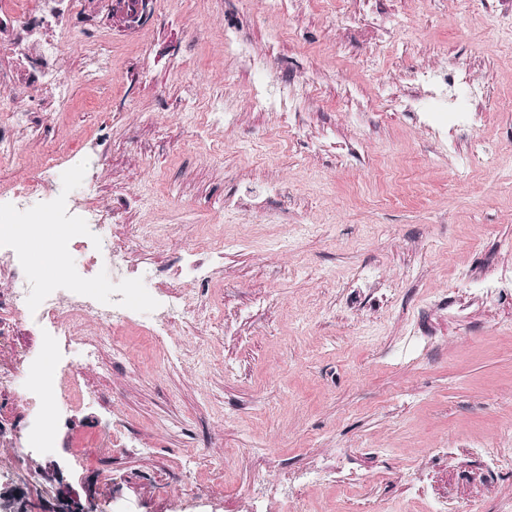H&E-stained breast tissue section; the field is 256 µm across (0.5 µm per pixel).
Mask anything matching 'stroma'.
Returning <instances> with one entry per match:
<instances>
[{"mask_svg":"<svg viewBox=\"0 0 512 512\" xmlns=\"http://www.w3.org/2000/svg\"><path fill=\"white\" fill-rule=\"evenodd\" d=\"M88 12L0 0V109L26 116L0 217L105 202L122 266L87 271L88 239L64 254L102 308L211 275L194 313L86 321L87 367L38 359L49 324L0 311V491L31 512L57 486L94 512H512V0ZM92 40L109 73L62 105L33 94ZM461 83L466 115L446 104ZM216 102L233 122L201 120ZM146 224L169 234L138 246ZM217 225L223 253L188 251ZM103 2H107L106 20L130 28L147 14L151 0H105Z\"/></svg>","mask_w":512,"mask_h":512,"instance_id":"1","label":"stroma"}]
</instances>
